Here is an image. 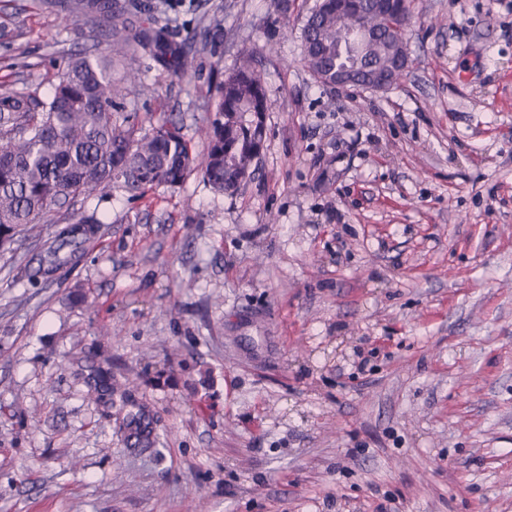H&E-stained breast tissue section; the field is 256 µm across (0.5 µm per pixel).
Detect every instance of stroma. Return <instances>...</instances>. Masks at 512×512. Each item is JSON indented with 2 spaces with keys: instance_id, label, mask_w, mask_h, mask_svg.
<instances>
[{
  "instance_id": "stroma-1",
  "label": "stroma",
  "mask_w": 512,
  "mask_h": 512,
  "mask_svg": "<svg viewBox=\"0 0 512 512\" xmlns=\"http://www.w3.org/2000/svg\"><path fill=\"white\" fill-rule=\"evenodd\" d=\"M318 0H184L210 19L185 82L119 98L197 153L216 76L253 55L252 177L89 200L101 236L26 270L54 208L0 253V512H512V0H412L404 77L332 89L302 64ZM84 17L0 0V87L46 94ZM111 370L158 416L163 460L92 400Z\"/></svg>"
}]
</instances>
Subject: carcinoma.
<instances>
[{
	"instance_id": "1",
	"label": "carcinoma",
	"mask_w": 512,
	"mask_h": 512,
	"mask_svg": "<svg viewBox=\"0 0 512 512\" xmlns=\"http://www.w3.org/2000/svg\"><path fill=\"white\" fill-rule=\"evenodd\" d=\"M62 7L87 18L107 42V54L70 60L45 97L0 90V249L17 234L32 230L56 206L85 203L119 187L131 199L158 188L181 187L201 172L219 193L233 194L252 174L266 135L264 79L250 55L211 88L215 119L207 148L198 156L172 121L139 127L137 113L116 117L119 107L112 71L124 79L139 77L137 66L149 62L159 74L184 79L194 59L209 45V29L182 37L161 20L151 0H61ZM411 15L409 0H320L308 16L302 62L319 84L345 73L362 82L397 84L407 52L406 31L392 28L395 16ZM377 33L366 54L349 34ZM97 210L83 209L62 227L30 278H47L72 257L85 252L100 233ZM97 400L117 408L126 447L156 451L159 436L153 413L129 400L112 385V375L93 371ZM120 392L119 401L112 395Z\"/></svg>"
}]
</instances>
